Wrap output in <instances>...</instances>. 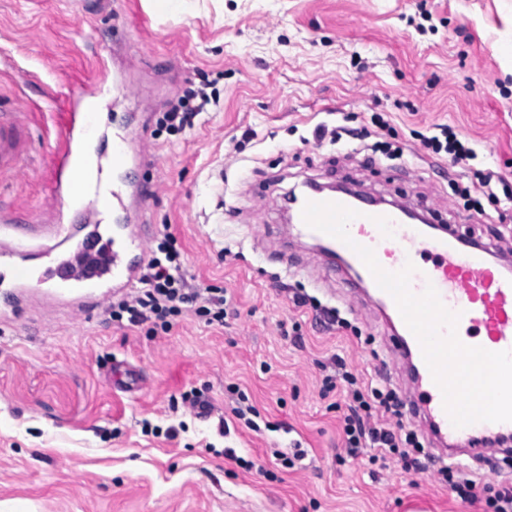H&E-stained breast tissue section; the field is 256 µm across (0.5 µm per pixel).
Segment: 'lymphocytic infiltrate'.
<instances>
[{"label": "lymphocytic infiltrate", "instance_id": "obj_1", "mask_svg": "<svg viewBox=\"0 0 512 512\" xmlns=\"http://www.w3.org/2000/svg\"><path fill=\"white\" fill-rule=\"evenodd\" d=\"M211 102L205 89L190 90L179 106L164 113L160 124L172 131L194 127L196 118ZM422 144L434 155H448L455 166H469L480 156L477 148L463 144L447 126L423 137ZM179 257L173 235H165L157 254L151 256L145 267L140 291L133 299L113 305V320H125L133 325L150 320L167 332L173 327V317L191 310L204 317L207 324H223L227 314L225 297L215 288L188 287L181 274ZM335 365L334 374L324 378L323 386L328 392L343 389L347 397L343 417L347 455L355 458L363 449L377 448L383 454L398 456L405 469L424 470L423 444L417 432L401 420L403 402L396 390L359 379L348 370L343 359H336Z\"/></svg>", "mask_w": 512, "mask_h": 512}]
</instances>
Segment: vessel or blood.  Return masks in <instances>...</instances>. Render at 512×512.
I'll return each mask as SVG.
<instances>
[{"label":"vessel or blood","instance_id":"b4317fda","mask_svg":"<svg viewBox=\"0 0 512 512\" xmlns=\"http://www.w3.org/2000/svg\"><path fill=\"white\" fill-rule=\"evenodd\" d=\"M109 90L107 63L96 58L89 83L57 105L51 118L60 132L58 145L43 166V180L55 201L49 244L29 248L0 241V323L17 319L16 304L30 298L58 306L76 300H100L138 283L149 259L148 225L133 223L134 204L143 203L146 187L132 188L128 168L137 159L128 144L135 133L121 126L112 133V151L94 167L80 161L82 145L98 135V107ZM20 149L15 125L0 114V173L12 171ZM305 201L332 202L356 211L348 225L350 243L309 228L302 207L290 215L298 235L322 245L337 272L366 291L386 314L383 331L389 352L405 359L409 414L440 461L463 463L483 453L488 441L512 438V422H477L454 427L442 394L423 358L420 344L405 324L390 294L382 290L356 254L355 245L372 248L386 270L413 264V293L434 285L443 304L460 312L457 335L466 345L492 352L512 351V270L496 262L494 244L474 243L458 228L420 224L406 210L358 200L343 192L310 190Z\"/></svg>","mask_w":512,"mask_h":512}]
</instances>
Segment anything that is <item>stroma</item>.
<instances>
[{"instance_id":"stroma-1","label":"stroma","mask_w":512,"mask_h":512,"mask_svg":"<svg viewBox=\"0 0 512 512\" xmlns=\"http://www.w3.org/2000/svg\"><path fill=\"white\" fill-rule=\"evenodd\" d=\"M512 32V0H186L178 18L147 0H0V111L24 142L0 202L19 222L47 221L43 159L59 141L50 114L97 56L114 87L99 112L134 118L146 157L133 182L152 191L140 217L148 247L172 233L197 288L225 289L223 326L194 312L170 332L114 322L96 308H29L0 333V501L38 512H490L439 480L372 449L341 459V391L323 394L332 356L352 373L405 386L368 304L326 289L313 247L275 253V198L314 178L421 204L436 222L512 248V209L482 198L483 223L453 196L448 160L420 135L438 124L485 147L512 187V63L494 52ZM219 101L194 128L158 120L186 89ZM391 126L397 160L371 164L336 146L344 126ZM307 294L340 308L323 325ZM260 412L255 432L232 413L237 391ZM195 391L209 407L184 402ZM295 455L284 467L277 452Z\"/></svg>"}]
</instances>
